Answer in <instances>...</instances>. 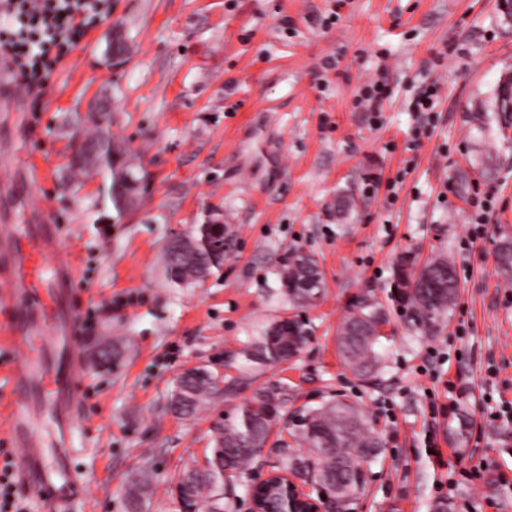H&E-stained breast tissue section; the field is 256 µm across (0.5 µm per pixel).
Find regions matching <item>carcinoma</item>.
Segmentation results:
<instances>
[{
  "label": "carcinoma",
  "mask_w": 512,
  "mask_h": 512,
  "mask_svg": "<svg viewBox=\"0 0 512 512\" xmlns=\"http://www.w3.org/2000/svg\"><path fill=\"white\" fill-rule=\"evenodd\" d=\"M101 149L94 161L100 172L110 177L112 191L116 183L112 139L108 132L100 135ZM208 235L220 240L228 235L223 224H199L189 236L172 240L166 249L167 274L176 285L195 283L212 270L219 269L224 258L206 252L199 241ZM501 271L512 275V241H504L498 250ZM451 262L445 257L419 267L415 257L401 258L393 273L389 307L358 297L351 304L343 322L338 348L352 371L365 378L377 363L375 344L380 329L388 323L387 309L406 314L411 325L425 334L434 333L449 316L458 296L459 283ZM279 288L288 301L300 308L317 298L322 288V275L315 258L298 248L288 250L276 268ZM309 338L303 322L289 323L284 316L265 325L251 337L241 352L244 372L277 365L297 355ZM244 382L243 376H219L197 367L181 374L173 399V408L182 416H192L204 396L224 389L233 392ZM286 388L270 383L257 388L237 417L215 428L213 448L206 467L185 468L178 493L185 507H195L203 494L210 499L209 512H224L226 487L241 477L244 465L265 445L272 425L282 418ZM300 440L306 445L312 465L311 478L323 485H334L340 495L359 498L366 486L361 463L370 462L380 448L379 438L352 405L334 401L307 412L300 425ZM148 477L135 479L127 487L129 512H143L150 496Z\"/></svg>",
  "instance_id": "obj_1"
}]
</instances>
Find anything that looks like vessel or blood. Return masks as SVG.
Wrapping results in <instances>:
<instances>
[{
    "instance_id": "b4317fda",
    "label": "vessel or blood",
    "mask_w": 512,
    "mask_h": 512,
    "mask_svg": "<svg viewBox=\"0 0 512 512\" xmlns=\"http://www.w3.org/2000/svg\"><path fill=\"white\" fill-rule=\"evenodd\" d=\"M71 256L66 246L48 255L39 243L20 237L1 238L0 280L12 284L8 300H16L38 286L44 287L48 296H56L67 286ZM76 329L73 315L45 304L17 307L6 327L12 349L25 368L10 391L12 434L27 449L18 477L49 503L61 500L64 491L81 480L80 473L69 464L74 454L69 419L80 399L74 386L75 369L44 368L38 358V344L55 337L72 341ZM46 416L55 429L49 442L34 434Z\"/></svg>"
}]
</instances>
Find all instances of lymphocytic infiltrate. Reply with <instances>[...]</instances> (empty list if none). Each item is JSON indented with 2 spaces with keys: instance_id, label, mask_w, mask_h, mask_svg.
Here are the masks:
<instances>
[{
  "instance_id": "lymphocytic-infiltrate-1",
  "label": "lymphocytic infiltrate",
  "mask_w": 512,
  "mask_h": 512,
  "mask_svg": "<svg viewBox=\"0 0 512 512\" xmlns=\"http://www.w3.org/2000/svg\"><path fill=\"white\" fill-rule=\"evenodd\" d=\"M111 12L112 0H0V50L15 83L40 101L57 66Z\"/></svg>"
}]
</instances>
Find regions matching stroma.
<instances>
[{
  "mask_svg": "<svg viewBox=\"0 0 512 512\" xmlns=\"http://www.w3.org/2000/svg\"><path fill=\"white\" fill-rule=\"evenodd\" d=\"M129 53L105 64L113 34ZM512 75V22L496 0H112V13L64 59L32 111L0 88L28 126L0 122V235L56 224L72 245L71 304L91 329L67 352L80 371L72 417L82 482L62 512H126L125 491L148 474L147 512H182L183 467L206 454L215 427L256 386L288 385L283 418L245 475L295 469L303 414L355 405L381 446L352 512H512V281L497 261L512 240V127L493 112ZM386 78L373 126L355 97ZM441 89L429 122L408 102L427 78ZM112 103L120 163L140 178L116 210L104 177L72 168L75 141L97 135L92 102ZM352 202L339 214L336 202ZM488 222L471 239L472 205ZM222 219L224 264L172 284L165 247ZM299 248L323 274L302 309L310 336L287 364L236 393L209 395L188 418L172 410L180 374H235L239 352L288 314L274 275ZM451 261L461 290L431 335L391 312L365 382L343 364L337 333L361 294L387 303L401 257Z\"/></svg>",
  "mask_w": 512,
  "mask_h": 512,
  "instance_id": "1",
  "label": "stroma"
}]
</instances>
